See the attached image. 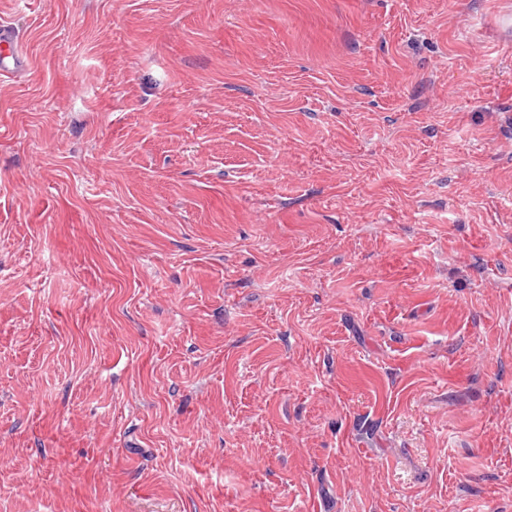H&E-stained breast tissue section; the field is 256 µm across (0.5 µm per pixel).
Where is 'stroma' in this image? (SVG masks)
<instances>
[{"label":"stroma","mask_w":512,"mask_h":512,"mask_svg":"<svg viewBox=\"0 0 512 512\" xmlns=\"http://www.w3.org/2000/svg\"><path fill=\"white\" fill-rule=\"evenodd\" d=\"M0 512H512V0H0ZM28 67V56L15 28L0 23V76H14Z\"/></svg>","instance_id":"1"}]
</instances>
